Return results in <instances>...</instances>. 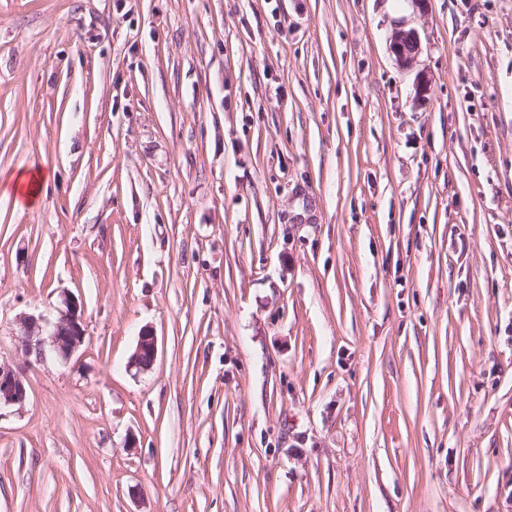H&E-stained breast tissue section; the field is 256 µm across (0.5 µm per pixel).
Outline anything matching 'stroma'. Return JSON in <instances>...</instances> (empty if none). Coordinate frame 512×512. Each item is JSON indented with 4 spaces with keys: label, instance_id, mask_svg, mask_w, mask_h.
<instances>
[{
    "label": "stroma",
    "instance_id": "stroma-1",
    "mask_svg": "<svg viewBox=\"0 0 512 512\" xmlns=\"http://www.w3.org/2000/svg\"><path fill=\"white\" fill-rule=\"evenodd\" d=\"M0 363V512H512V0H0ZM420 49L419 36L415 31H398L392 42V52L397 61L408 66L415 59ZM65 309L59 312L54 323L43 324V319L35 316H25L21 319L23 329L21 335V350L26 357H34L42 363L49 356L60 361L70 360L85 343V330L81 324L79 305L64 299ZM157 354V339L153 332L144 330L138 336L136 349L130 359V366L140 370H148L155 362ZM148 364V365H147ZM26 398L21 377L11 368L0 364V409L2 406L19 405Z\"/></svg>",
    "mask_w": 512,
    "mask_h": 512
}]
</instances>
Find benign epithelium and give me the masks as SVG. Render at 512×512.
<instances>
[{"label":"benign epithelium","mask_w":512,"mask_h":512,"mask_svg":"<svg viewBox=\"0 0 512 512\" xmlns=\"http://www.w3.org/2000/svg\"><path fill=\"white\" fill-rule=\"evenodd\" d=\"M419 49L420 40L415 31L396 33L392 52L401 65L412 63ZM64 306L65 309L59 312L57 320L50 325L44 323L40 317L28 315L21 319V350L25 356L32 357L39 363L50 356L66 362L84 345L85 330L81 324L78 303L66 299ZM156 354V336L152 331L144 330L138 336L130 366L147 370L154 364ZM25 398L26 389L21 377L12 369L0 365V407L20 405Z\"/></svg>","instance_id":"benign-epithelium-1"}]
</instances>
